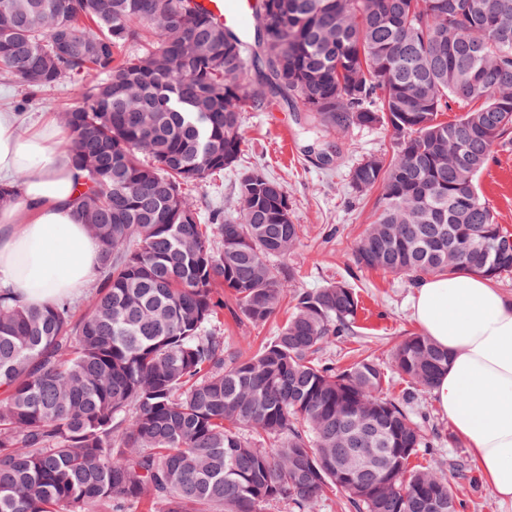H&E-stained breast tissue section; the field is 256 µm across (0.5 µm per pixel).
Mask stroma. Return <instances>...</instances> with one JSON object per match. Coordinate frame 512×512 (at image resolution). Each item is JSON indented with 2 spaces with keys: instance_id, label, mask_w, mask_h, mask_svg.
<instances>
[{
  "instance_id": "obj_1",
  "label": "stroma",
  "mask_w": 512,
  "mask_h": 512,
  "mask_svg": "<svg viewBox=\"0 0 512 512\" xmlns=\"http://www.w3.org/2000/svg\"><path fill=\"white\" fill-rule=\"evenodd\" d=\"M82 79H65L53 91L33 93L14 79L0 75V101L9 104L29 122L42 114L58 118L79 103ZM244 144L239 161L224 172L189 185L187 191L202 216L222 210L233 215L239 183L258 169L285 187L293 219L301 224V239L287 263L299 272L300 288L346 281L359 295L361 309L355 335L339 337L324 356L336 366L371 356L388 362L392 349L418 330L410 312L413 282L381 270H359L353 264L352 246L366 224L374 219L375 193L358 196L348 183L351 165L366 155L391 156L394 143L386 128L377 126L325 138L309 131L303 113L273 98L266 108L243 115ZM483 197L497 220L512 231V148L497 152L477 178ZM291 311L283 301L275 318L262 326L225 321L224 335L234 346L258 348L274 336ZM417 413L427 415L439 432L438 444L419 454L417 464H437L446 476L458 512H512L501 506L478 469L460 478L455 464L471 461L465 443L454 433L431 393L419 395Z\"/></svg>"
}]
</instances>
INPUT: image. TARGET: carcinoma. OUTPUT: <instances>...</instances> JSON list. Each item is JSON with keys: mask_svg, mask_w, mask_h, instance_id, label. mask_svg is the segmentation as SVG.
Wrapping results in <instances>:
<instances>
[{"mask_svg": "<svg viewBox=\"0 0 512 512\" xmlns=\"http://www.w3.org/2000/svg\"><path fill=\"white\" fill-rule=\"evenodd\" d=\"M257 13L256 88L242 42L189 0H0L1 72L34 93L95 75L63 112V150L100 247L79 315L0 291V512H319L329 490L354 512H457L437 467L410 466L439 438L415 394L383 395L373 358L321 360L354 334L359 299L345 281L294 289L297 270L273 263L300 238L282 184L242 179L236 216L209 224L185 187L234 166L241 114L281 95L315 129L380 125L396 144L349 172L354 192L379 189L356 268L512 275V233L476 186L512 142V0H258ZM289 295L257 350L224 340V313L264 325ZM392 365L429 390L448 352L412 334Z\"/></svg>", "mask_w": 512, "mask_h": 512, "instance_id": "carcinoma-1", "label": "carcinoma"}]
</instances>
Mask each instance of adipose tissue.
<instances>
[{
  "label": "adipose tissue",
  "instance_id": "ef3b65f1",
  "mask_svg": "<svg viewBox=\"0 0 512 512\" xmlns=\"http://www.w3.org/2000/svg\"><path fill=\"white\" fill-rule=\"evenodd\" d=\"M62 137L0 107V184L19 186L16 203L0 210V289L26 306L74 295L98 265L99 246L77 217L81 175L62 154ZM411 310L448 353L432 388L438 407L492 492L512 503V297L481 276L428 275Z\"/></svg>",
  "mask_w": 512,
  "mask_h": 512
}]
</instances>
